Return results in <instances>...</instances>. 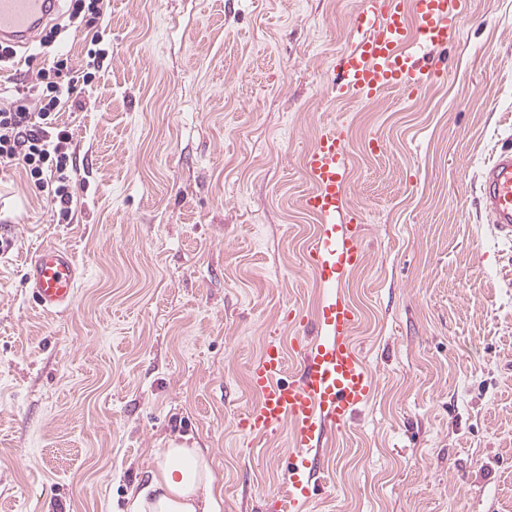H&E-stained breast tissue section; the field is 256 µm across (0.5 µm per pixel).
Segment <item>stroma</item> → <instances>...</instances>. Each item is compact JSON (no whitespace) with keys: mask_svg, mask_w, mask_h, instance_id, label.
I'll use <instances>...</instances> for the list:
<instances>
[{"mask_svg":"<svg viewBox=\"0 0 512 512\" xmlns=\"http://www.w3.org/2000/svg\"><path fill=\"white\" fill-rule=\"evenodd\" d=\"M361 6L110 0L105 67L61 114L70 219L0 166V512H121L175 439L214 458L222 512H273L286 437L252 448L237 421L267 336L316 311L302 158L332 121L377 385L298 512H512V242L479 198L512 148V0H469L456 42L422 54L443 73L420 99L367 103L329 88ZM48 241L82 273L62 314L25 284Z\"/></svg>","mask_w":512,"mask_h":512,"instance_id":"35a3bbf8","label":"stroma"}]
</instances>
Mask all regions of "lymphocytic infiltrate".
<instances>
[{
	"instance_id": "obj_1",
	"label": "lymphocytic infiltrate",
	"mask_w": 512,
	"mask_h": 512,
	"mask_svg": "<svg viewBox=\"0 0 512 512\" xmlns=\"http://www.w3.org/2000/svg\"><path fill=\"white\" fill-rule=\"evenodd\" d=\"M67 25H53L39 41L46 66L35 83L0 86V164L21 167L28 182L45 192L60 215L70 216L73 201V160L68 152L70 133L59 121L66 104L78 103L102 68L103 37L94 34L84 49L82 63L58 53L54 45L64 28L79 32L94 26L106 14V0H68Z\"/></svg>"
}]
</instances>
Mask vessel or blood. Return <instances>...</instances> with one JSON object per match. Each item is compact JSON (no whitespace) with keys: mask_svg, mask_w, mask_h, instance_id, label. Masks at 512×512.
<instances>
[{"mask_svg":"<svg viewBox=\"0 0 512 512\" xmlns=\"http://www.w3.org/2000/svg\"><path fill=\"white\" fill-rule=\"evenodd\" d=\"M57 0H0V42L28 44ZM353 20L367 27L334 63L342 80L341 99L366 102L387 90L417 99L432 81L431 69L416 64L415 51L455 41L467 0H362ZM347 139L335 124L325 125L306 152L303 165L310 184L303 209L317 222L302 243L308 270L322 289L308 336L267 337L248 376L257 404L240 419L249 434L286 433L291 452L277 512H295L313 491L311 480L323 466L321 450L347 430L352 413L375 388V378L353 344L360 316L344 294L348 274L363 265L364 227L344 219L348 185ZM487 216L504 239L512 240V149L500 151L481 173ZM79 280L72 254L47 243L30 258L25 282L33 301L47 313L69 310Z\"/></svg>","mask_w":512,"mask_h":512,"instance_id":"1","label":"vessel or blood"}]
</instances>
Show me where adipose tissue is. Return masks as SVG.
Segmentation results:
<instances>
[{
    "instance_id": "adipose-tissue-1",
    "label": "adipose tissue",
    "mask_w": 512,
    "mask_h": 512,
    "mask_svg": "<svg viewBox=\"0 0 512 512\" xmlns=\"http://www.w3.org/2000/svg\"><path fill=\"white\" fill-rule=\"evenodd\" d=\"M213 461L201 449L171 443L127 497L126 512H219Z\"/></svg>"
}]
</instances>
